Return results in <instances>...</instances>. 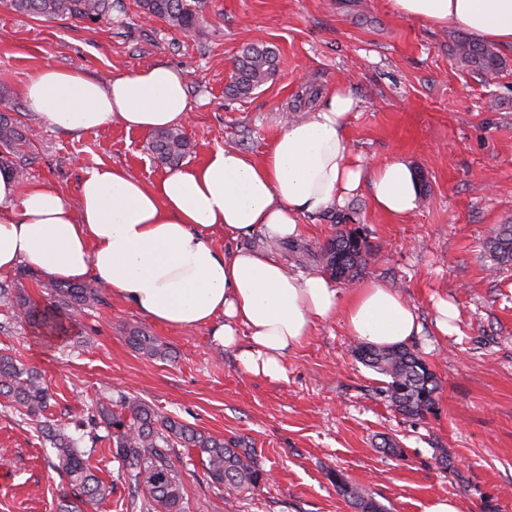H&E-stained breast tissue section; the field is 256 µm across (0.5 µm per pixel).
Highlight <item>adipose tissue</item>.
<instances>
[{"mask_svg":"<svg viewBox=\"0 0 512 512\" xmlns=\"http://www.w3.org/2000/svg\"><path fill=\"white\" fill-rule=\"evenodd\" d=\"M394 13L451 28L479 43L512 48V0H389ZM30 112L58 132L80 135L112 120L133 130L183 125L192 110L181 71L165 63L108 83L81 69L45 66L24 86ZM357 105L330 92L272 147L253 158L216 148L204 162L148 184L126 168L99 164L70 205L54 187L19 191L0 168V272L25 265L58 282L96 279L113 296L175 330L208 327L242 370L286 377L289 351L317 325L341 319L361 342L390 346L415 336L412 306L394 288L363 281L341 291L325 275H295L262 250L224 251L211 235L298 237L301 220L368 189L374 208L403 218L418 207L419 185L402 160L371 165L348 136Z\"/></svg>","mask_w":512,"mask_h":512,"instance_id":"obj_1","label":"adipose tissue"}]
</instances>
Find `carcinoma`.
I'll return each mask as SVG.
<instances>
[{
  "mask_svg": "<svg viewBox=\"0 0 512 512\" xmlns=\"http://www.w3.org/2000/svg\"><path fill=\"white\" fill-rule=\"evenodd\" d=\"M143 13L163 20L170 28L185 34L200 35L199 16L206 0H137ZM16 12L46 18H74L97 22L125 10L123 0H9ZM454 55L464 65L494 78L502 68V60L493 48L467 38L455 40ZM275 70V55L264 45L253 44L234 63L232 81L226 92L245 97L263 85ZM26 142L11 117L0 113V167L11 168L18 178L24 166L17 163ZM160 162L174 165L186 155L189 142L179 129L158 131L149 146ZM487 248L495 268L512 266V227L492 236ZM367 247L354 242L352 233L341 232L321 248L324 269L336 276L341 265L346 278L352 279L367 264ZM100 288L81 287L67 282L52 285L47 304L40 306L17 294V289L0 284V302L14 306L12 319L42 327L50 333L68 332L62 317L99 300ZM131 344L143 353L163 357L166 351L155 337L138 329L129 337ZM357 359L376 372L389 377L385 395L402 413L422 417L437 403L439 389L435 374L417 353L397 345L373 347L358 344ZM0 396L7 398L20 413L39 421L42 437L55 455V469L66 479L68 492L59 512H87L112 493L96 473L89 456L79 447V440L45 416L52 398L42 375L8 354H0ZM94 419L108 430L112 457L119 463L118 478H123L142 491L153 512H183L182 482L171 458L172 448H195L205 457L206 477L229 495L250 492L260 486L266 473L260 468L253 448L239 442H226L205 434L187 424L160 415L153 407L136 399L121 396L95 404ZM337 491L348 498L357 512H384L363 488L336 475Z\"/></svg>",
  "mask_w": 512,
  "mask_h": 512,
  "instance_id": "1",
  "label": "carcinoma"
}]
</instances>
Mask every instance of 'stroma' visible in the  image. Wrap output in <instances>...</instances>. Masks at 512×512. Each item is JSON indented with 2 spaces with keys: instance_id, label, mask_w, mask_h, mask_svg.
<instances>
[{
  "instance_id": "obj_1",
  "label": "stroma",
  "mask_w": 512,
  "mask_h": 512,
  "mask_svg": "<svg viewBox=\"0 0 512 512\" xmlns=\"http://www.w3.org/2000/svg\"><path fill=\"white\" fill-rule=\"evenodd\" d=\"M111 19L45 20L0 4V113L20 116L27 175L20 190L45 183L69 203L86 172L106 163L148 183L170 168L152 155L148 131L112 122L61 134L29 112L23 86L37 69L75 67L102 81L163 61L185 76L193 105L183 129L184 165L219 147L263 156L284 128V113H308L333 88L357 100L353 150L368 161L400 159L418 176L411 215L376 211L368 191L344 206L303 218V230L275 253L289 271L320 272L316 251L337 231L361 233L371 254L363 279L398 289L421 331L408 345L440 385L436 409L408 417L386 400L387 379L357 360V340L339 320L317 326L290 352L287 377L246 374L209 328L181 332L103 293L72 316L66 337L10 324L0 306V353L37 368L53 398L49 418L84 422L83 448L113 483L95 512H141L109 450L107 430L90 424L105 396L139 399L217 438L255 448L268 479L225 498L193 448H174L185 512H355L331 478L365 489L386 512H424L448 496L464 512H512V266L492 271L489 238L512 226V50H501L494 82L462 66L458 34L394 14L388 0H208L203 37L174 31L136 0ZM276 53L274 76L245 97L226 93L241 50ZM456 305L454 330L441 335L434 303ZM147 330L166 348L151 357L128 341ZM399 454L386 451V444ZM450 465H442V456ZM67 486L49 465L35 421L0 404V512H57Z\"/></svg>"
}]
</instances>
